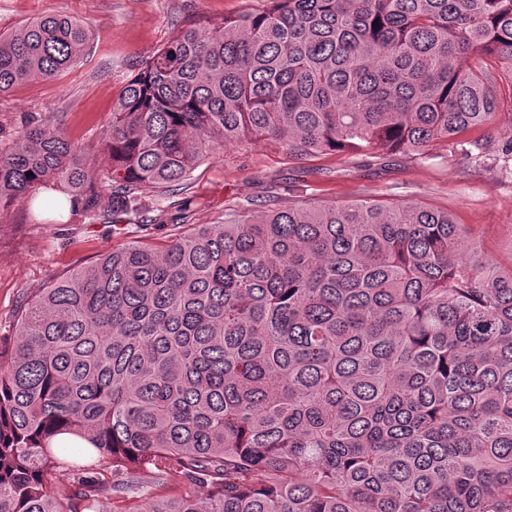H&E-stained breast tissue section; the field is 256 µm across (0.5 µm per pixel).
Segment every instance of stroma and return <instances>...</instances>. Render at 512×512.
I'll return each mask as SVG.
<instances>
[{"instance_id": "1", "label": "stroma", "mask_w": 512, "mask_h": 512, "mask_svg": "<svg viewBox=\"0 0 512 512\" xmlns=\"http://www.w3.org/2000/svg\"><path fill=\"white\" fill-rule=\"evenodd\" d=\"M266 0H0V30L30 19L63 14L89 34L83 58L57 78L20 86L0 96V143L9 144L30 120L62 129L87 160L99 157L103 131L124 84L143 61L181 30H210L229 17L264 10ZM503 99L494 121L451 142L434 144L428 156L379 160L360 154L290 157L280 143L253 139L229 144L190 176L193 223L220 224L244 203L266 206L276 188V206L297 198L318 202L379 204L415 202L448 211L465 225L481 253L502 269L512 268V160L477 164L467 156L470 141L512 138V78L498 85ZM58 188L39 189L30 204L0 209V345L14 340L15 326L34 292L102 255L146 240L171 242L180 230L170 224H87L43 203Z\"/></svg>"}]
</instances>
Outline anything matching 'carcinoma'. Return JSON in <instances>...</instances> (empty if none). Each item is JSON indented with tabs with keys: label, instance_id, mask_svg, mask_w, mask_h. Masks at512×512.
<instances>
[{
	"label": "carcinoma",
	"instance_id": "cac0c4a2",
	"mask_svg": "<svg viewBox=\"0 0 512 512\" xmlns=\"http://www.w3.org/2000/svg\"><path fill=\"white\" fill-rule=\"evenodd\" d=\"M87 40L66 15L0 33V94ZM496 63L512 73V0H270L146 59L100 168L25 123L0 208L53 182L91 223L186 225L192 200L163 198L248 137L423 157L494 121ZM0 512H512V270L418 203L233 211L105 254L0 350Z\"/></svg>",
	"mask_w": 512,
	"mask_h": 512
}]
</instances>
